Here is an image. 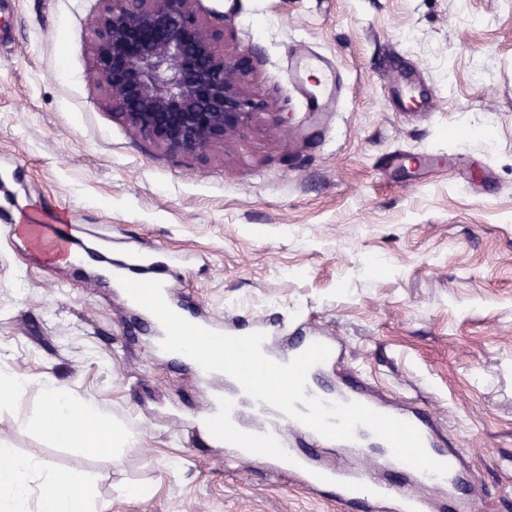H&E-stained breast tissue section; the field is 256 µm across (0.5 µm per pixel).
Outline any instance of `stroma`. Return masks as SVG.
<instances>
[{
    "instance_id": "obj_1",
    "label": "stroma",
    "mask_w": 512,
    "mask_h": 512,
    "mask_svg": "<svg viewBox=\"0 0 512 512\" xmlns=\"http://www.w3.org/2000/svg\"><path fill=\"white\" fill-rule=\"evenodd\" d=\"M107 6L0 0V209L63 211L81 239L186 255L172 285L218 324L340 336L320 384L362 377L428 410L482 512H512V0H201L265 104L203 156L113 118L92 79ZM300 44L337 71V93L306 75ZM397 64L435 111L393 103ZM144 318L0 223V375L31 382L0 403V448L84 474L91 512H341L330 492L225 464L200 429L206 385L158 352ZM48 379L137 446L51 441L36 425Z\"/></svg>"
}]
</instances>
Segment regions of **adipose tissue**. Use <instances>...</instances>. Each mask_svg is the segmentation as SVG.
Here are the masks:
<instances>
[{"instance_id": "1", "label": "adipose tissue", "mask_w": 512, "mask_h": 512, "mask_svg": "<svg viewBox=\"0 0 512 512\" xmlns=\"http://www.w3.org/2000/svg\"><path fill=\"white\" fill-rule=\"evenodd\" d=\"M40 394L38 426L57 444L94 451L129 448L139 441L137 434L107 424L93 402L72 400L53 381H44ZM34 476L40 480V512H88L82 474L57 472L5 448H0V512H30L29 481Z\"/></svg>"}]
</instances>
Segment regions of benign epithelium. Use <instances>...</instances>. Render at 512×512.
Returning <instances> with one entry per match:
<instances>
[{"mask_svg": "<svg viewBox=\"0 0 512 512\" xmlns=\"http://www.w3.org/2000/svg\"><path fill=\"white\" fill-rule=\"evenodd\" d=\"M94 70L112 115L167 152L203 156L245 133L261 104L248 58L226 57L200 0H108Z\"/></svg>", "mask_w": 512, "mask_h": 512, "instance_id": "obj_1", "label": "benign epithelium"}]
</instances>
